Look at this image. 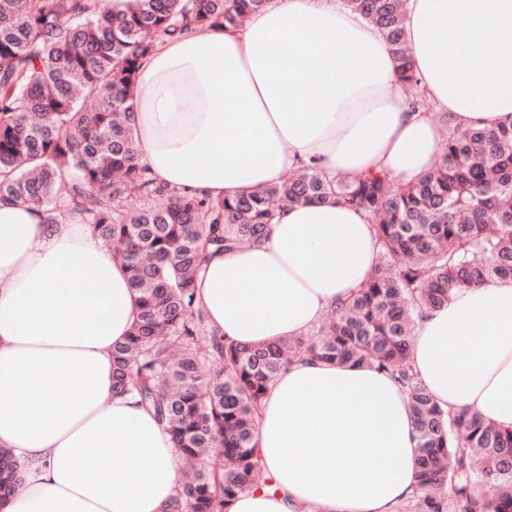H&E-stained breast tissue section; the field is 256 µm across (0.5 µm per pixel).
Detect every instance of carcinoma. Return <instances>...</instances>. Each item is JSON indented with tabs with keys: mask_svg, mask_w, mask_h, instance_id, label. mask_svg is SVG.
I'll list each match as a JSON object with an SVG mask.
<instances>
[{
	"mask_svg": "<svg viewBox=\"0 0 512 512\" xmlns=\"http://www.w3.org/2000/svg\"><path fill=\"white\" fill-rule=\"evenodd\" d=\"M268 0H0V202L76 214L129 273L137 321L112 350V393L164 425L193 477L164 512H228L269 486L255 441L262 401L298 357L366 365L408 394L417 430L407 512H512V430L442 411L414 371L419 310L459 287L512 279V123L461 128L443 113L440 160L415 182L326 179L312 164L261 190L215 201L154 179L134 148L137 71L153 36L236 27ZM385 35L400 81L427 103L407 47V0H346ZM136 197L140 207L126 202ZM367 213L380 244L357 294L303 336L243 345L205 329L196 300L207 256L266 236L283 204ZM224 363L220 372L204 368ZM22 479L0 448V499Z\"/></svg>",
	"mask_w": 512,
	"mask_h": 512,
	"instance_id": "cac0c4a2",
	"label": "carcinoma"
}]
</instances>
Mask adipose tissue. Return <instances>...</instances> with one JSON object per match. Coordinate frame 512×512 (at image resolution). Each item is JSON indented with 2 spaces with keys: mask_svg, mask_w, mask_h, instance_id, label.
I'll list each match as a JSON object with an SVG mask.
<instances>
[{
  "mask_svg": "<svg viewBox=\"0 0 512 512\" xmlns=\"http://www.w3.org/2000/svg\"><path fill=\"white\" fill-rule=\"evenodd\" d=\"M419 86L463 127L512 122V0H407ZM383 33L341 0H270L238 27L160 38L140 67L134 147L152 176L219 200L317 160L331 178L411 183L443 139L410 106ZM363 211L284 204L257 245L211 255L207 327L242 343L300 336L371 276ZM139 312L128 273L80 217L0 202V448L23 482L0 512H162L180 457L165 427L112 393V349ZM414 369L434 401L512 429V280L426 311ZM279 492L229 512H399L415 483L407 393L366 366L293 361L256 433Z\"/></svg>",
  "mask_w": 512,
  "mask_h": 512,
  "instance_id": "1",
  "label": "adipose tissue"
}]
</instances>
